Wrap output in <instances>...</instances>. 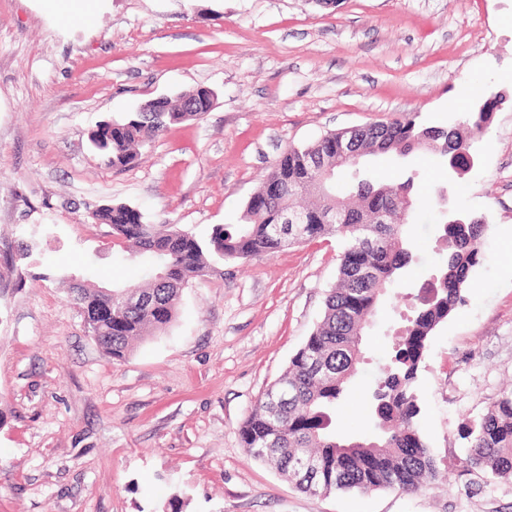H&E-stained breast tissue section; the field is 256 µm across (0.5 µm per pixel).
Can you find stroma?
I'll return each instance as SVG.
<instances>
[{
  "instance_id": "stroma-1",
  "label": "stroma",
  "mask_w": 512,
  "mask_h": 512,
  "mask_svg": "<svg viewBox=\"0 0 512 512\" xmlns=\"http://www.w3.org/2000/svg\"><path fill=\"white\" fill-rule=\"evenodd\" d=\"M207 86L203 119L170 126L119 170L89 130L146 100ZM503 97L478 161L456 179L426 151L375 157L417 191L486 216L464 302L432 333L417 392L441 478L421 491L303 493L243 447L239 427L320 320L341 244L320 239L218 265L181 293L165 331L112 361L87 335L67 274L138 283L99 206L207 236L239 223L284 150L399 116L457 125ZM439 210L366 331L337 429L368 433L360 405L422 273L440 262ZM35 264L11 261L19 241ZM512 0H111L91 29L60 30L35 0H0V512H512V480L460 465V426L512 384Z\"/></svg>"
}]
</instances>
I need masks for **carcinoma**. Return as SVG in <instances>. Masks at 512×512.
<instances>
[{
    "label": "carcinoma",
    "instance_id": "1",
    "mask_svg": "<svg viewBox=\"0 0 512 512\" xmlns=\"http://www.w3.org/2000/svg\"><path fill=\"white\" fill-rule=\"evenodd\" d=\"M213 96L200 87L173 98L149 99L126 118L97 125L90 140L108 164L127 167L136 162L149 134L201 118L200 110L212 105ZM490 118L489 112H473L448 128L396 118L387 127L359 134L355 150L363 157L389 152L407 156L426 148L446 164L450 148L461 159L472 153L474 139ZM335 142L336 132L331 131L312 144L288 147L248 200L243 223L217 224L206 238L176 224H150L127 204L95 209L93 221L111 226L113 236L132 243L129 258L145 263L144 281L110 287L108 317L99 313L105 288L76 284L71 297L90 337L106 356L121 361L133 340L175 321L182 288L206 276L210 263L270 257L288 244L341 239L337 284L325 296L322 317L242 423L241 441L256 460L296 480L295 488L304 493H416L439 474L420 432L416 382L432 332L463 300L469 272L482 260L480 240L488 224L468 214L442 215V258L439 267L428 273L436 294L424 301L414 296L417 303L395 331L390 357L363 399L373 433L341 436L333 410L357 372L362 333L417 250L408 237L415 220L410 192L417 172L387 187L361 176L351 160L336 156ZM340 171L348 172L351 179V190L344 196L336 193ZM338 207L345 223L321 222ZM382 209L396 214V221L375 223ZM292 210L307 216L308 223L300 225L299 238L285 240L275 232L276 221ZM459 435L468 445L465 466L493 478L512 479V390L503 391L481 417L464 423ZM309 458L321 462L315 475L298 470V464Z\"/></svg>",
    "mask_w": 512,
    "mask_h": 512
}]
</instances>
